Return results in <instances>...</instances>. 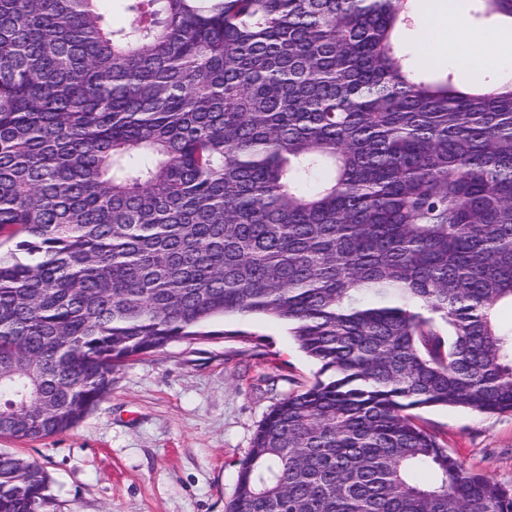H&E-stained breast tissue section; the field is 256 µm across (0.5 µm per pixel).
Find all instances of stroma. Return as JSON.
I'll list each match as a JSON object with an SVG mask.
<instances>
[{
	"label": "stroma",
	"instance_id": "stroma-1",
	"mask_svg": "<svg viewBox=\"0 0 512 512\" xmlns=\"http://www.w3.org/2000/svg\"><path fill=\"white\" fill-rule=\"evenodd\" d=\"M205 333L116 366L76 428L0 449L42 465L46 512H225L257 425L319 367L272 318L226 316ZM464 468L512 488V413L420 411Z\"/></svg>",
	"mask_w": 512,
	"mask_h": 512
}]
</instances>
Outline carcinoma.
I'll return each mask as SVG.
<instances>
[{
	"label": "carcinoma",
	"mask_w": 512,
	"mask_h": 512,
	"mask_svg": "<svg viewBox=\"0 0 512 512\" xmlns=\"http://www.w3.org/2000/svg\"><path fill=\"white\" fill-rule=\"evenodd\" d=\"M419 8L0 0V436L68 432L115 366L262 315L325 378L263 417L228 512H512L415 422L512 413V76L416 70ZM48 489L0 451V512Z\"/></svg>",
	"instance_id": "1"
}]
</instances>
